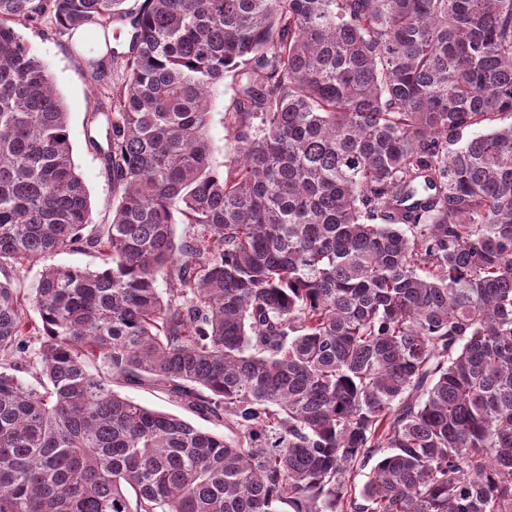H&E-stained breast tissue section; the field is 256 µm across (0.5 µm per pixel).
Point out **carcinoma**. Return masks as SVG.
I'll use <instances>...</instances> for the list:
<instances>
[{"label": "carcinoma", "mask_w": 512, "mask_h": 512, "mask_svg": "<svg viewBox=\"0 0 512 512\" xmlns=\"http://www.w3.org/2000/svg\"><path fill=\"white\" fill-rule=\"evenodd\" d=\"M125 2L0 0V270L106 256L31 288L34 385L0 281V512H512V0ZM45 15L132 28L109 224L14 28ZM237 84L231 77L224 80L213 95L211 121L208 135L213 149V158L217 165L230 164L236 156V144L224 129V109H226L237 91ZM26 323L33 333L31 336H27L26 338V340L28 341L27 353L24 356L26 362H24L23 365L18 368V372L16 371L13 373H16V375L26 383H34L33 374L35 373L36 367L39 365L38 353L40 342L37 340V337L35 336L36 332H34V327L39 325V319L37 313L33 310V308H29L26 312ZM118 390L123 395L134 399L144 406L182 417H189L173 399L153 388L147 386H132L120 387Z\"/></svg>", "instance_id": "1"}]
</instances>
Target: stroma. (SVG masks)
I'll return each mask as SVG.
<instances>
[{
	"instance_id": "1",
	"label": "stroma",
	"mask_w": 512,
	"mask_h": 512,
	"mask_svg": "<svg viewBox=\"0 0 512 512\" xmlns=\"http://www.w3.org/2000/svg\"><path fill=\"white\" fill-rule=\"evenodd\" d=\"M26 45L44 63L68 114V135L73 162L88 193L93 224H107L112 220L116 196L112 179L100 155L88 142L93 130L92 116L98 104V84L90 69L79 56L78 44L69 31L60 29L53 18H44L36 25L18 28ZM237 91L232 79H225L213 95L208 135L216 164H228L236 155V144L224 129V111ZM95 269L102 260L96 252H63L45 257L43 262L25 266L20 272L10 273L14 288L28 295L44 265Z\"/></svg>"
}]
</instances>
